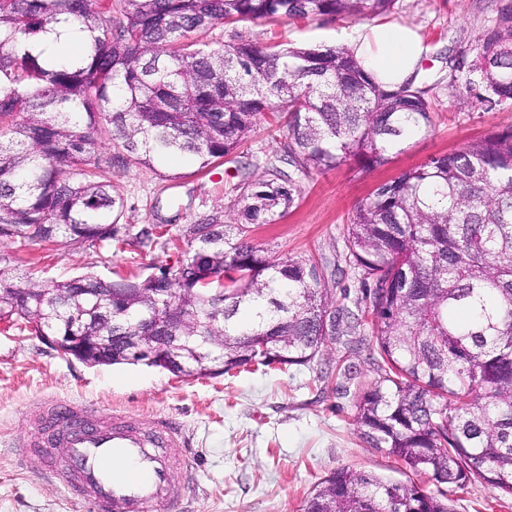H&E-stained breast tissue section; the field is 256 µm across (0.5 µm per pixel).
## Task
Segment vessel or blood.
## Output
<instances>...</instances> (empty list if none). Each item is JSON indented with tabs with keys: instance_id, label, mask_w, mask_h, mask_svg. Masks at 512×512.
<instances>
[{
	"instance_id": "b4317fda",
	"label": "vessel or blood",
	"mask_w": 512,
	"mask_h": 512,
	"mask_svg": "<svg viewBox=\"0 0 512 512\" xmlns=\"http://www.w3.org/2000/svg\"><path fill=\"white\" fill-rule=\"evenodd\" d=\"M37 447L47 449L40 472L93 512H181L169 496L173 472L193 487L189 462L169 456L184 443L180 428L155 418L142 429L131 414L70 400H53L36 410Z\"/></svg>"
}]
</instances>
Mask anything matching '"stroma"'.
<instances>
[{"instance_id":"35a3bbf8","label":"stroma","mask_w":512,"mask_h":512,"mask_svg":"<svg viewBox=\"0 0 512 512\" xmlns=\"http://www.w3.org/2000/svg\"><path fill=\"white\" fill-rule=\"evenodd\" d=\"M497 8L498 0H395L383 22L411 26L428 48L421 84L432 108L431 128L391 151L383 167L365 172L350 160L302 180L295 205L276 223L256 227L253 243L280 255L315 258L333 274L336 290L359 295L360 284L346 269L342 226L374 188L430 156L512 125V110L463 107L451 95L455 58L493 22ZM363 25L341 17L263 20L219 24L197 39L347 47L353 30ZM278 149L274 132L262 122L209 173H198L188 159L175 163L174 179L143 168L115 171L112 181L124 201L121 221L137 231L164 224L170 235H183L199 215L233 206L230 188L238 168L264 176L266 158ZM0 251L18 258V276H25L28 259L36 257L43 277L56 280L86 272L145 276L176 265L180 257L160 244L143 250L117 244L97 251L78 244L51 250L6 240ZM319 372L316 363L252 366L230 376L187 380L142 364L89 367L60 356L28 331L0 327V512H91L39 478L41 449L23 457L17 448L19 441L35 437L33 410L56 399L116 407L146 427L155 417H172L186 436L185 448L173 454L188 456L194 471L186 512H303L313 486L341 467L408 481L401 462L363 442L351 399L336 397ZM446 493L453 512H512V498L485 484L450 487Z\"/></svg>"}]
</instances>
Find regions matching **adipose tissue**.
<instances>
[{
    "mask_svg": "<svg viewBox=\"0 0 512 512\" xmlns=\"http://www.w3.org/2000/svg\"><path fill=\"white\" fill-rule=\"evenodd\" d=\"M352 44L364 67L391 90L417 80L427 54L417 33L399 23L365 27L353 37Z\"/></svg>",
    "mask_w": 512,
    "mask_h": 512,
    "instance_id": "ef3b65f1",
    "label": "adipose tissue"
}]
</instances>
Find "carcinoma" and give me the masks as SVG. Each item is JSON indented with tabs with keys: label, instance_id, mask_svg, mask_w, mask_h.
Masks as SVG:
<instances>
[{
	"label": "carcinoma",
	"instance_id": "cac0c4a2",
	"mask_svg": "<svg viewBox=\"0 0 512 512\" xmlns=\"http://www.w3.org/2000/svg\"><path fill=\"white\" fill-rule=\"evenodd\" d=\"M395 0H0V238L89 249L156 243L119 223L112 172L157 170L189 157L197 171L234 154L258 122L286 112L281 150L291 170L240 174L237 210L200 216L182 270L144 279L85 273L19 278L0 253V322L31 335L101 336L79 361L134 363L124 337L176 292L166 335L183 344L189 378L257 365L308 366L329 343L335 391L354 397L365 443L415 476L512 497V126L468 142L379 185L343 226L346 264L362 283L354 308L336 304L324 268L252 243L295 203L299 178L354 159L373 170L432 124L427 89L388 90L342 48L200 43L217 24L322 16L364 18ZM75 23L89 41L74 57L36 50ZM453 97L512 106V0L462 52ZM122 152L103 151L101 135ZM125 315H96L112 289ZM375 341L374 381L352 362ZM304 512H451L416 482L341 467L321 479Z\"/></svg>",
	"mask_w": 512,
	"mask_h": 512
}]
</instances>
